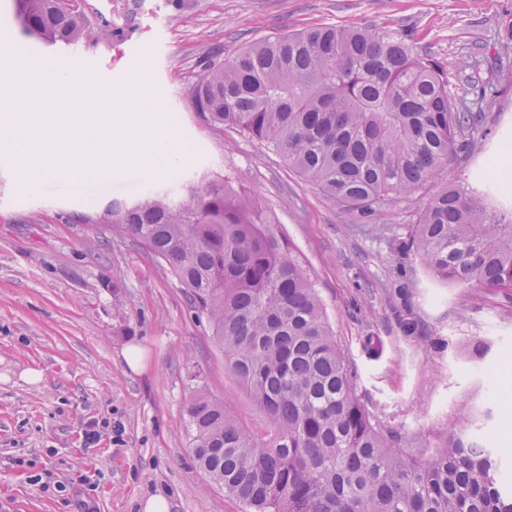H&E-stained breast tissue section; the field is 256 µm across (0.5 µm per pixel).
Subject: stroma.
I'll return each mask as SVG.
<instances>
[{"label":"stroma","mask_w":512,"mask_h":512,"mask_svg":"<svg viewBox=\"0 0 512 512\" xmlns=\"http://www.w3.org/2000/svg\"><path fill=\"white\" fill-rule=\"evenodd\" d=\"M111 37L82 58L44 50L22 34L14 0L0 29L63 71L108 74L117 88H162L189 158L143 175L164 188L205 174L230 178L258 201L310 274L343 349L358 398L408 456L428 462L453 421L491 411L499 476L512 486V424L501 368L512 363V302L477 285L434 280L402 247L404 227L446 185L494 183L497 146L512 133V43L500 29L512 0H71ZM317 26H376L411 33L448 73L454 99L478 81L497 84L487 135L454 155L419 192L387 205L373 224L328 201L279 153L193 111L191 92L212 52L221 59L262 38ZM125 173L112 196L24 187L0 151V512H143L161 494L169 512H244L213 484L191 448L184 398L200 383L256 433L263 413L224 369V353L185 288L139 243L99 222L109 200L130 201ZM484 355H476L477 343ZM139 351L137 365L124 357ZM97 423L99 441L84 431Z\"/></svg>","instance_id":"stroma-1"}]
</instances>
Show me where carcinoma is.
Masks as SVG:
<instances>
[{
  "label": "carcinoma",
  "mask_w": 512,
  "mask_h": 512,
  "mask_svg": "<svg viewBox=\"0 0 512 512\" xmlns=\"http://www.w3.org/2000/svg\"><path fill=\"white\" fill-rule=\"evenodd\" d=\"M23 31L51 45L108 35L69 0H16ZM448 94V75L411 34L321 26L267 37L195 83L193 111L275 149L332 203L369 224L396 197L436 177L485 137L483 102ZM177 198L151 187L111 201L102 221L139 242L191 297L224 351L225 369L265 413L257 434L198 386L185 399L198 466L248 512H512L483 414L457 419L426 464L413 462L357 397L348 361L310 275L256 202L205 176ZM445 188L407 225L404 248L442 283L512 288V210Z\"/></svg>",
  "instance_id": "1"
}]
</instances>
